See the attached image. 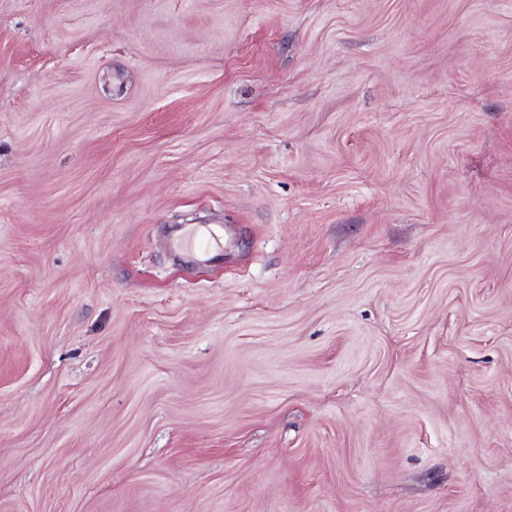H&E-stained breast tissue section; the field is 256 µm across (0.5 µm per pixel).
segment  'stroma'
Instances as JSON below:
<instances>
[{
  "mask_svg": "<svg viewBox=\"0 0 512 512\" xmlns=\"http://www.w3.org/2000/svg\"><path fill=\"white\" fill-rule=\"evenodd\" d=\"M0 512H512V0H0ZM188 226L184 232L171 239V246L178 251H190L200 254L214 253L220 248V244L213 237H204L194 226V224H184Z\"/></svg>",
  "mask_w": 512,
  "mask_h": 512,
  "instance_id": "obj_1",
  "label": "stroma"
}]
</instances>
